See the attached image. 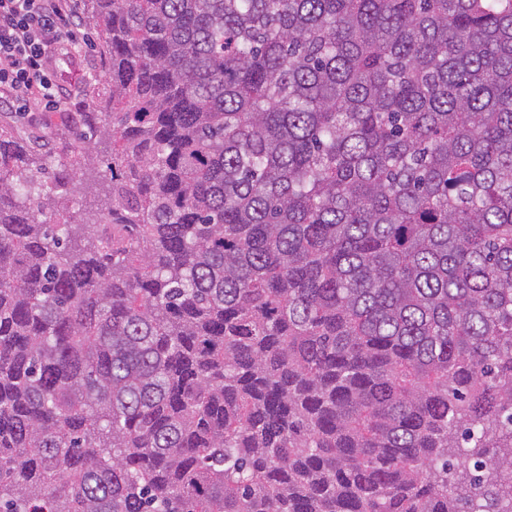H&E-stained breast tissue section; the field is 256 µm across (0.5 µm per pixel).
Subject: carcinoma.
Instances as JSON below:
<instances>
[{"label": "carcinoma", "instance_id": "cac0c4a2", "mask_svg": "<svg viewBox=\"0 0 512 512\" xmlns=\"http://www.w3.org/2000/svg\"><path fill=\"white\" fill-rule=\"evenodd\" d=\"M87 2L64 169L0 128V512H512V0Z\"/></svg>", "mask_w": 512, "mask_h": 512}]
</instances>
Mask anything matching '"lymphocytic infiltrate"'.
Listing matches in <instances>:
<instances>
[{"mask_svg": "<svg viewBox=\"0 0 512 512\" xmlns=\"http://www.w3.org/2000/svg\"><path fill=\"white\" fill-rule=\"evenodd\" d=\"M72 0H0V104L60 103L64 91L50 70L54 53L69 51L62 35L79 23Z\"/></svg>", "mask_w": 512, "mask_h": 512, "instance_id": "1", "label": "lymphocytic infiltrate"}]
</instances>
